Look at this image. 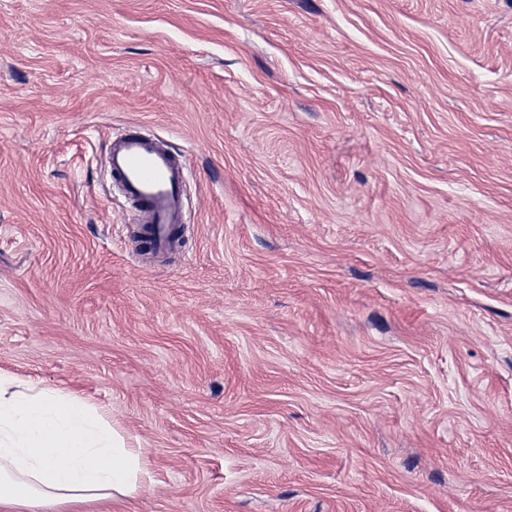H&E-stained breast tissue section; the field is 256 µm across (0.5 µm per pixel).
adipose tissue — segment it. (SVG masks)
<instances>
[{"instance_id": "1", "label": "adipose tissue", "mask_w": 512, "mask_h": 512, "mask_svg": "<svg viewBox=\"0 0 512 512\" xmlns=\"http://www.w3.org/2000/svg\"><path fill=\"white\" fill-rule=\"evenodd\" d=\"M151 481L146 451L85 399L0 375V512H116Z\"/></svg>"}]
</instances>
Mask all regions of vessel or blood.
<instances>
[{"instance_id": "vessel-or-blood-1", "label": "vessel or blood", "mask_w": 512, "mask_h": 512, "mask_svg": "<svg viewBox=\"0 0 512 512\" xmlns=\"http://www.w3.org/2000/svg\"><path fill=\"white\" fill-rule=\"evenodd\" d=\"M107 166L135 221L147 225L153 253L164 257L177 226L185 221L182 160L159 139L126 133L112 137Z\"/></svg>"}]
</instances>
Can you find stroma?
Returning <instances> with one entry per match:
<instances>
[{
	"instance_id": "1",
	"label": "stroma",
	"mask_w": 512,
	"mask_h": 512,
	"mask_svg": "<svg viewBox=\"0 0 512 512\" xmlns=\"http://www.w3.org/2000/svg\"><path fill=\"white\" fill-rule=\"evenodd\" d=\"M0 373L148 449L122 512H512V0H0ZM107 166L135 221L148 225L151 251L165 257L176 226L183 230L180 224H186L183 161L157 138L126 133L112 136Z\"/></svg>"
}]
</instances>
